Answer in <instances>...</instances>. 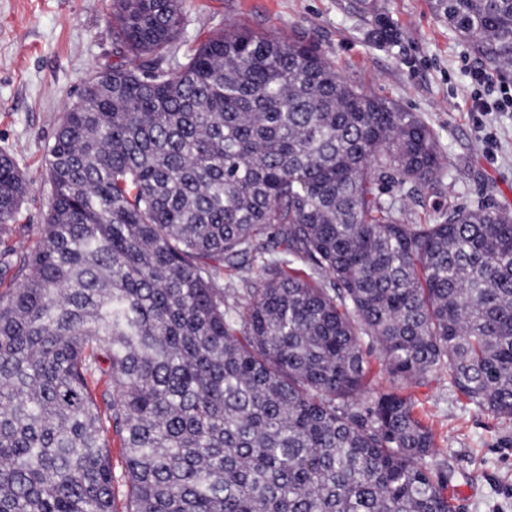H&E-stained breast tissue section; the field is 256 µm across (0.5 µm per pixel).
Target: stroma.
Returning <instances> with one entry per match:
<instances>
[{
	"instance_id": "obj_1",
	"label": "stroma",
	"mask_w": 512,
	"mask_h": 512,
	"mask_svg": "<svg viewBox=\"0 0 512 512\" xmlns=\"http://www.w3.org/2000/svg\"><path fill=\"white\" fill-rule=\"evenodd\" d=\"M401 30L379 47L347 0H184L185 23L171 56L185 55L216 28L234 24L281 37L306 32L348 81L421 115L437 132L447 166L435 189L408 201L406 217L428 223L436 201L485 199L512 214V112L471 109L468 68L482 60L449 29L432 0H382ZM112 0H0V150L16 159L28 200L16 240L31 246L51 193L45 155L84 78L111 68ZM417 410L444 441L460 512H512V423L478 409L448 386L446 372L411 388Z\"/></svg>"
}]
</instances>
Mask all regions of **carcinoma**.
Segmentation results:
<instances>
[{"label": "carcinoma", "mask_w": 512, "mask_h": 512, "mask_svg": "<svg viewBox=\"0 0 512 512\" xmlns=\"http://www.w3.org/2000/svg\"><path fill=\"white\" fill-rule=\"evenodd\" d=\"M434 9L512 63V0ZM348 10L397 43L378 0ZM112 24L23 254L28 185L0 151V512H117L114 437L123 512H459L406 390L446 371L512 421V216L403 223L443 169L434 129L301 36L222 28L170 65L182 0H112ZM110 457L112 462V471H114L116 478L118 479V482L115 483L116 507L118 510H122L126 496V486L122 475L125 467V451L124 448L120 447V443L117 439H112Z\"/></svg>", "instance_id": "cac0c4a2"}]
</instances>
